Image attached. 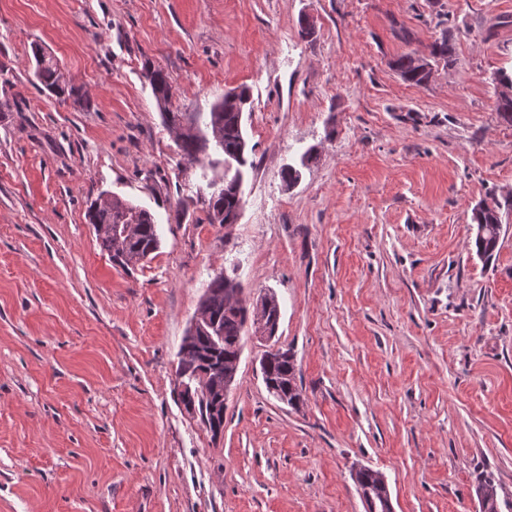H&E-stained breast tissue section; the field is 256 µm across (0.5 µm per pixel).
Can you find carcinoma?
Returning a JSON list of instances; mask_svg holds the SVG:
<instances>
[{
    "label": "carcinoma",
    "mask_w": 512,
    "mask_h": 512,
    "mask_svg": "<svg viewBox=\"0 0 512 512\" xmlns=\"http://www.w3.org/2000/svg\"><path fill=\"white\" fill-rule=\"evenodd\" d=\"M453 53V42L444 34L430 45L428 54L405 53L393 61L392 67L405 82L424 86L434 76V68L428 69L426 65L441 61L448 64ZM145 72L155 98L171 99L172 87L167 75L150 66ZM37 78L54 94L79 96L75 86L59 85L60 75L52 63L38 67ZM249 98L245 87L225 93L224 99L215 103L211 112L203 117V127H190L177 140L184 158L192 164L201 162V157L209 156L211 151L217 154L209 164L224 167L223 191L209 199V220L226 228L237 223L243 184L249 170L255 167L253 148L249 147L244 128V112ZM501 210L502 204L496 201L491 206L472 211V221L481 226V233L475 237L476 254L487 263L492 260L499 243ZM88 220L96 226V239L101 249L120 266H134L159 247L157 224L151 212L116 194L94 202L88 211ZM117 223L126 229V234L119 238L113 233ZM280 315V304L273 293L253 300L244 293V286L237 277L225 273L209 282L194 313L205 329L192 337L188 349L179 359L177 373L187 385L196 384L202 374L209 376L208 390L196 395L195 406L200 422L213 436H219L224 429V417L214 415V408L225 383L236 378L243 334L252 331L263 338L276 335ZM261 371L265 386L273 396L286 393L290 404L299 397L298 369L293 356L272 353ZM357 482L366 512H390V494L381 472L362 467L357 471ZM478 495L481 512H501L503 508L512 512V494L495 484L493 479L479 483Z\"/></svg>",
    "instance_id": "obj_1"
}]
</instances>
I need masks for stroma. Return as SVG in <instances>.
<instances>
[{"instance_id":"obj_1","label":"stroma","mask_w":512,"mask_h":512,"mask_svg":"<svg viewBox=\"0 0 512 512\" xmlns=\"http://www.w3.org/2000/svg\"><path fill=\"white\" fill-rule=\"evenodd\" d=\"M444 32L453 62L403 82L391 61ZM35 44L82 102L36 85ZM148 64L190 121L249 88L232 231ZM503 69L512 0H0V512H365L359 466L394 512H481L483 474L512 491V212L488 263L471 220L512 191ZM104 191L159 224L132 269L86 222ZM231 270L281 318L273 341L243 336L215 438L176 368ZM273 346L296 359L297 405L262 380ZM145 72L158 105L160 106V99L168 100L167 104L169 101L171 102L172 87L167 75L161 69H155L151 66L145 68Z\"/></svg>"}]
</instances>
